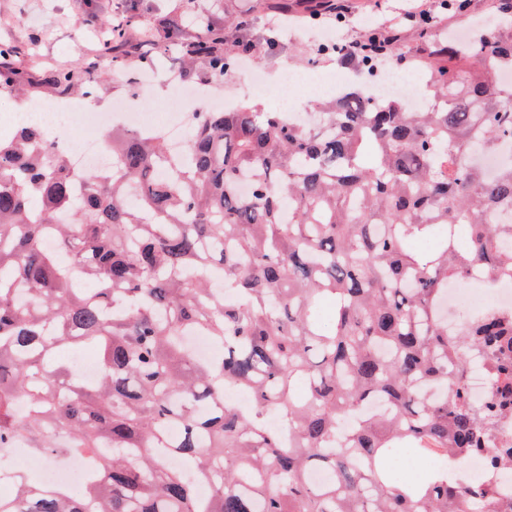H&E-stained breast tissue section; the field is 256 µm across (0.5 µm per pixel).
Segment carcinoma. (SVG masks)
Returning a JSON list of instances; mask_svg holds the SVG:
<instances>
[{
	"label": "carcinoma",
	"instance_id": "obj_1",
	"mask_svg": "<svg viewBox=\"0 0 512 512\" xmlns=\"http://www.w3.org/2000/svg\"><path fill=\"white\" fill-rule=\"evenodd\" d=\"M198 27L168 39L209 83L234 47L225 27ZM421 36L427 56L407 63L443 95L436 110L356 89L317 103L307 130L258 104L193 112L182 152L115 130L97 171L37 122L0 138V459L22 442L87 464L79 495L11 473L0 512H512V442L497 439L512 310L489 304L458 328L443 311L448 282L512 275V166L489 181L465 163L512 141L482 63L512 67V30L469 54ZM12 56L0 47V86L21 82ZM195 336L222 352L195 356ZM87 345L96 381L48 366ZM402 454L444 462L405 482ZM475 454L487 470L473 484L455 462ZM188 468L209 485L202 507ZM314 470L333 481L314 486Z\"/></svg>",
	"mask_w": 512,
	"mask_h": 512
}]
</instances>
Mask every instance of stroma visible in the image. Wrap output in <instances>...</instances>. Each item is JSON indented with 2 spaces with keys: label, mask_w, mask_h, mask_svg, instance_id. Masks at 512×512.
Instances as JSON below:
<instances>
[{
  "label": "stroma",
  "mask_w": 512,
  "mask_h": 512,
  "mask_svg": "<svg viewBox=\"0 0 512 512\" xmlns=\"http://www.w3.org/2000/svg\"><path fill=\"white\" fill-rule=\"evenodd\" d=\"M255 12L250 40L263 42L269 31L271 11L258 9L256 0H0V44L10 45L18 66L30 69L32 77L24 93L0 88V114L25 108L30 103L50 104L81 100L85 109L105 110L116 102H134L138 81L149 76L157 117H164L172 89L190 87L186 65L170 41L150 32L154 18L188 15L192 24L181 27L183 36L199 32L197 19L231 25L240 11ZM120 16L126 21L127 43L116 55L100 51L99 30L103 22ZM279 44L255 57L253 65L265 77L284 71L305 73L341 71L368 87L366 71H354L335 53H320L318 40L303 25H280ZM74 71L79 84L93 82L91 98H81L77 88L64 91L49 82L54 71ZM237 105L260 101L266 111L278 110L282 88L273 85L269 94L256 97L239 72L223 83L208 87L206 95L190 102L189 111L208 109L211 95Z\"/></svg>",
  "instance_id": "obj_1"
}]
</instances>
